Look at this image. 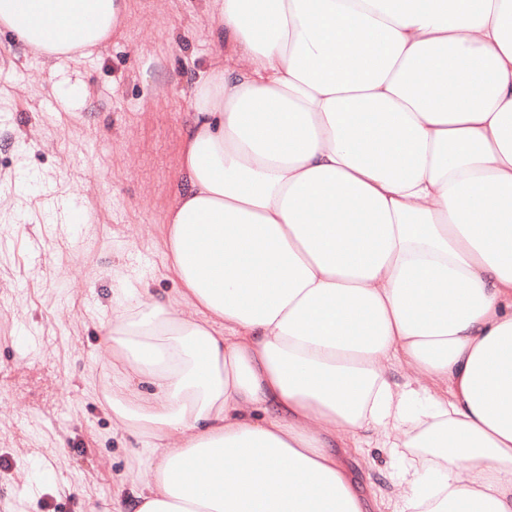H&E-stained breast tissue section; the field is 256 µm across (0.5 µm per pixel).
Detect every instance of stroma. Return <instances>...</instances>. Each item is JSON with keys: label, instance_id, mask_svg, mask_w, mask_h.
I'll use <instances>...</instances> for the list:
<instances>
[{"label": "stroma", "instance_id": "obj_1", "mask_svg": "<svg viewBox=\"0 0 512 512\" xmlns=\"http://www.w3.org/2000/svg\"><path fill=\"white\" fill-rule=\"evenodd\" d=\"M201 0H127L91 56L48 69L0 29V512H110L135 441L93 382L111 269L160 278L191 90L208 65Z\"/></svg>", "mask_w": 512, "mask_h": 512}]
</instances>
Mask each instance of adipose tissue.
I'll use <instances>...</instances> for the list:
<instances>
[{"mask_svg":"<svg viewBox=\"0 0 512 512\" xmlns=\"http://www.w3.org/2000/svg\"><path fill=\"white\" fill-rule=\"evenodd\" d=\"M204 3L177 290L125 279L101 324L151 471L123 512H512V0ZM125 8L0 0V27L51 62ZM372 446L417 449L408 496L357 480Z\"/></svg>","mask_w":512,"mask_h":512,"instance_id":"1","label":"adipose tissue"}]
</instances>
